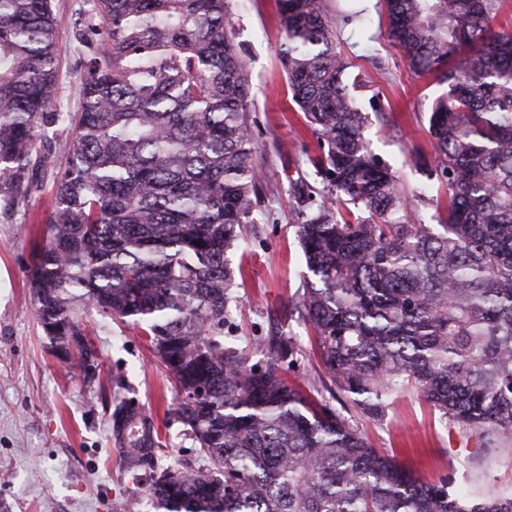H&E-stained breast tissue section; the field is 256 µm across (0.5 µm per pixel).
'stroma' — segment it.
Listing matches in <instances>:
<instances>
[{
	"label": "stroma",
	"mask_w": 512,
	"mask_h": 512,
	"mask_svg": "<svg viewBox=\"0 0 512 512\" xmlns=\"http://www.w3.org/2000/svg\"><path fill=\"white\" fill-rule=\"evenodd\" d=\"M232 39L251 79V136L260 162L258 221L246 225L242 246L229 254L242 272L224 324V339L251 352L274 331L308 333L288 317V302L303 284L305 259L296 226L319 206L331 205L310 165L317 141L292 100L280 63L284 41L279 0H231ZM365 14L371 37L360 40L357 22L339 18L336 45L350 63L347 78L362 86L353 95L368 122L370 148L391 165L406 188L426 181L414 156L436 157L429 107L444 87L434 76L411 73L387 37L381 0ZM59 97L55 108L80 106L79 71L84 49L70 28L58 43ZM305 178L314 195L301 201L292 182ZM51 179L19 200L12 216L0 213V512H152L153 472L202 465L196 444L172 414L176 392L170 375L152 356L150 343L130 324L87 310L84 321L95 353V371L73 368L55 354L39 323L28 270L47 235L43 211ZM146 409L158 431L152 463L127 468L112 431L116 401ZM374 448L394 456L423 480L512 487V456L476 448L415 393L394 396L384 422L358 420Z\"/></svg>",
	"instance_id": "stroma-1"
}]
</instances>
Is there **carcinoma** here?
Listing matches in <instances>:
<instances>
[{
	"label": "carcinoma",
	"instance_id": "1",
	"mask_svg": "<svg viewBox=\"0 0 512 512\" xmlns=\"http://www.w3.org/2000/svg\"><path fill=\"white\" fill-rule=\"evenodd\" d=\"M0 0V208L45 174L40 145L64 126L49 236L30 288L66 361L92 354L88 308L138 327L178 392L173 413L207 465L153 477L155 512H512V489L448 490L368 444L411 388L476 447L512 452V28L501 0H385L388 37L416 76L448 90L429 130L447 215L415 219L364 136L346 59L321 0H281V60L317 135L310 158L336 195L297 226L309 275L288 314L311 327L328 382L315 397L284 373L304 349L282 332L262 365L224 344L235 271L226 254L255 223L260 170L250 81L230 0ZM87 48L77 112H55L59 30ZM337 401L340 408L331 406ZM132 414L112 413L116 434Z\"/></svg>",
	"mask_w": 512,
	"mask_h": 512
}]
</instances>
